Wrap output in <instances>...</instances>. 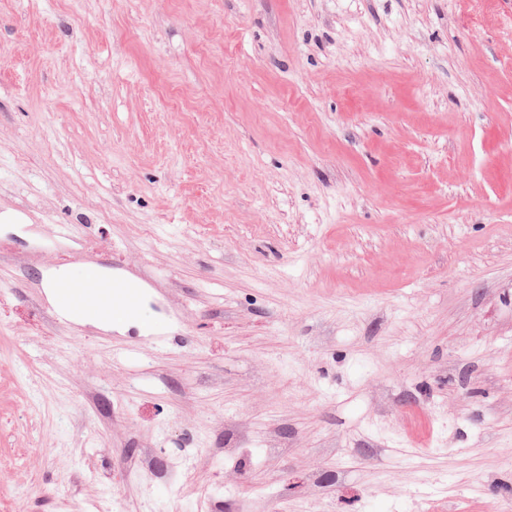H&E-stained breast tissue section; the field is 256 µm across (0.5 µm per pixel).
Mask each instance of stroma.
<instances>
[{"label":"stroma","instance_id":"obj_1","mask_svg":"<svg viewBox=\"0 0 512 512\" xmlns=\"http://www.w3.org/2000/svg\"><path fill=\"white\" fill-rule=\"evenodd\" d=\"M4 210L0 512H512V0H0ZM111 275L108 271L97 266L85 267L80 275L74 274L69 268L60 270L56 275L46 282L50 296L68 318L90 323H104L111 329L124 330L132 325H140L143 328L149 327V324L141 318V310L137 313L133 310H112L115 306L135 308L141 298L143 283L137 279H112V278H87L90 274ZM84 278L81 281L66 280L59 283L58 288H71L72 291L63 299L65 303L75 308H83L85 296L88 293L95 294L99 301L94 297V301L88 297L85 301V307L82 312H77L67 306L59 296L54 282L57 278Z\"/></svg>","mask_w":512,"mask_h":512}]
</instances>
